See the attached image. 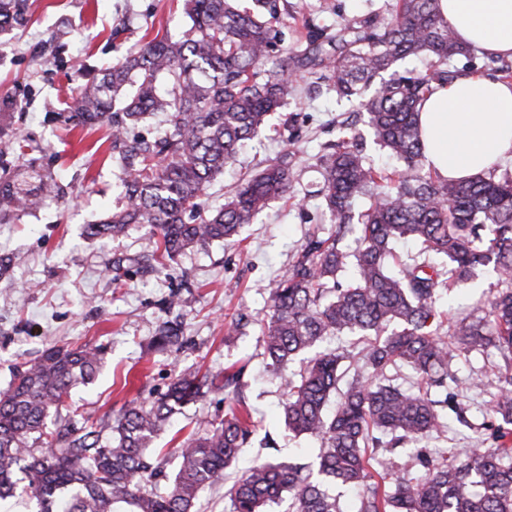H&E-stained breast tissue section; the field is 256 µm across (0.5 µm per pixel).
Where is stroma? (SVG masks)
<instances>
[{
  "mask_svg": "<svg viewBox=\"0 0 512 512\" xmlns=\"http://www.w3.org/2000/svg\"><path fill=\"white\" fill-rule=\"evenodd\" d=\"M288 15L279 28L280 49L290 50L309 30L335 35L347 21L375 16L386 23L391 0H286ZM24 29L0 39V96L21 102L8 130L12 139L28 141L30 158L50 164L66 186L62 199L12 224H0V255L10 257L9 278L0 279V391L16 366L38 357L50 345H103L104 366L92 385L78 387L60 415L80 408L94 420L110 421L131 400L150 402L163 393L181 370L201 368L221 373L242 370L235 396L210 393L176 415L154 441L172 456L176 430L202 431L214 417L233 409L252 411L256 426L243 457L285 462L315 461L316 437H293L283 419L284 391L271 374L261 342V322L268 310L269 287L287 268L297 246L312 230H332L315 198L306 191L319 179L318 157L341 136L339 120L358 111L357 100L326 90L312 93L298 79L284 106L271 113L248 147L206 190L205 207L224 202L241 175L295 150L301 172L296 196L270 203L253 223L226 242L195 246L176 263L160 270L143 264L148 251L145 231L130 226L117 239L88 240L83 228L103 220L121 205L120 169L109 156V125L66 130L47 121L43 104L70 101L86 66L112 65L140 45L145 33L187 28L183 0H29ZM124 259L125 276L112 282V262ZM493 268L478 269L437 303L442 322L462 315L481 318V303L497 290ZM177 306H169L170 296ZM182 317L185 344L161 353L149 342L158 326ZM506 357L491 348L457 353L455 382L448 385V428L438 436L406 442L389 454L392 472L421 475V451L464 454L493 444L495 419L489 412V383ZM483 382L480 390L472 382Z\"/></svg>",
  "mask_w": 512,
  "mask_h": 512,
  "instance_id": "1",
  "label": "stroma"
}]
</instances>
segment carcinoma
Masks as SVG:
<instances>
[{
	"mask_svg": "<svg viewBox=\"0 0 512 512\" xmlns=\"http://www.w3.org/2000/svg\"><path fill=\"white\" fill-rule=\"evenodd\" d=\"M28 0H0V36L28 23ZM189 27L173 40L155 35L112 67L87 71L66 107L50 102L47 114L67 128L112 127L110 152L121 169L124 208L97 224L88 239L114 238L131 224L147 229L162 267L194 245L224 241L253 223L268 204L286 198L299 182L296 152L243 175L219 208L203 211L199 197L257 135L267 116L294 90L296 77L315 76L340 96L361 99L375 141L404 163L385 171L354 141H342L316 164V196L335 229L305 236L295 259L270 289L262 320L264 354L287 399L284 422L296 436L315 435L316 466L252 462L228 494L233 512H343L340 498L364 488L356 512H512V371L500 374L490 412L500 421L492 448H470L464 459L422 455L423 475L371 482L367 449L437 435L448 425L431 397L453 379V348L493 346L512 353V177L483 173L441 178L424 166L417 105L434 85L457 72L451 62L470 54L443 21L438 0H395L389 22L346 24L336 38L309 36L265 68L278 46L272 21L279 0H184ZM433 58L421 72L395 70L398 62ZM389 79L373 85L376 77ZM156 112L167 114L158 139L129 135ZM17 157L0 177V223L39 207L66 188L50 170L24 161L26 145H7ZM370 200L363 212L355 202ZM359 230L349 255L344 236ZM419 243L427 257L391 267L394 245ZM354 274L345 277L348 258ZM493 265L501 289L487 301L486 320L460 319L448 331L436 303L451 283ZM358 336L361 365L338 389L346 351L318 352L323 337ZM182 325L166 321L152 345H181ZM99 346H51L17 367L0 393V504L21 480L36 512H194L200 494L237 465L251 433L252 415L231 410L177 448L174 472L149 457L153 441L183 407L222 391L240 372L214 376L181 373L158 399L131 401L108 425L101 443L96 422L61 419L48 426L71 390L88 386L103 365ZM299 369H291L296 360ZM411 369L422 390L409 393L387 372ZM338 395L337 410L324 408ZM388 441H383V438Z\"/></svg>",
	"mask_w": 512,
	"mask_h": 512,
	"instance_id": "cac0c4a2",
	"label": "carcinoma"
}]
</instances>
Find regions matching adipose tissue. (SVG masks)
Listing matches in <instances>:
<instances>
[{
    "label": "adipose tissue",
    "instance_id": "adipose-tissue-1",
    "mask_svg": "<svg viewBox=\"0 0 512 512\" xmlns=\"http://www.w3.org/2000/svg\"><path fill=\"white\" fill-rule=\"evenodd\" d=\"M457 39L512 58V0H439ZM426 165L449 179L492 170L512 153V81L469 73L435 86L420 107Z\"/></svg>",
    "mask_w": 512,
    "mask_h": 512
}]
</instances>
